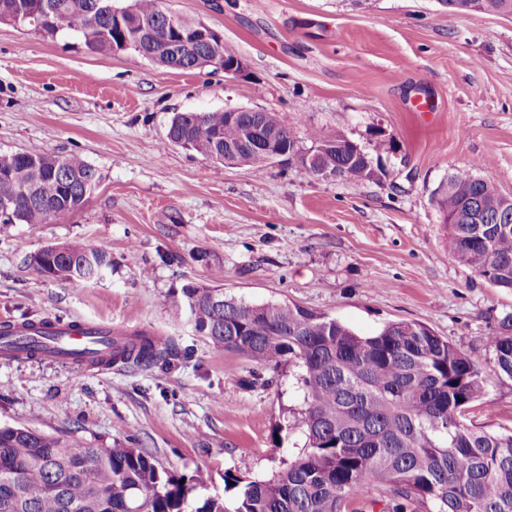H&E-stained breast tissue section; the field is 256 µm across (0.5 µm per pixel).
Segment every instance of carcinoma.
I'll return each mask as SVG.
<instances>
[{"label":"carcinoma","instance_id":"cac0c4a2","mask_svg":"<svg viewBox=\"0 0 512 512\" xmlns=\"http://www.w3.org/2000/svg\"><path fill=\"white\" fill-rule=\"evenodd\" d=\"M112 0H0V22L30 25L23 9L35 7L34 29L48 36L77 35L93 52L133 50L154 64L194 70L192 54L172 63L156 54L165 29V0H133L118 22L102 10ZM274 135L276 148L298 144L277 112H179L167 142L208 157L215 168L252 167L266 156L244 145ZM316 164L305 174L330 171L358 184L375 173L373 157L341 134L309 129ZM234 145L236 150L224 152ZM98 181L76 155L55 156L32 146L0 154V197L14 198V221L44 224L79 209ZM456 259L498 288L512 289V203L473 167L454 170L436 192ZM39 273L76 283L112 268L108 252L72 240L49 245L33 258ZM180 302L197 332L217 349L262 368L298 369L302 394L295 427L304 444L267 478L224 473L225 499L196 501L207 485L202 471L187 482L160 467L140 448H96L21 426L0 425V512H347L374 488L382 512H512V432L487 433L467 423L471 405L490 376L481 363L418 322L386 324L372 336L296 303L254 305L224 289L194 281ZM100 361L150 367L164 364L175 342L146 332L102 336ZM497 377L512 379V325L488 337Z\"/></svg>","mask_w":512,"mask_h":512}]
</instances>
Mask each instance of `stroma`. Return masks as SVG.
I'll use <instances>...</instances> for the list:
<instances>
[{
	"label": "stroma",
	"instance_id": "35a3bbf8",
	"mask_svg": "<svg viewBox=\"0 0 512 512\" xmlns=\"http://www.w3.org/2000/svg\"><path fill=\"white\" fill-rule=\"evenodd\" d=\"M220 30L246 71L165 69L98 53L70 34L0 23V153L77 155L99 180L78 211L0 223V322H98L174 338L170 369L80 373L44 357L0 358V425L153 454L183 477L263 478L296 451V368L270 380L213 347L170 307L188 281L252 304L297 303L363 336L422 322L493 370L487 339L512 319V289L453 255L434 193L454 169L512 197V14L451 13L438 0H167ZM432 109L418 112L416 101ZM281 113L302 133L344 134L380 157L382 181L308 177L295 162L225 167L166 142L178 112ZM79 239L112 272L71 284L31 258ZM476 429L512 431V379L470 408Z\"/></svg>",
	"mask_w": 512,
	"mask_h": 512
}]
</instances>
